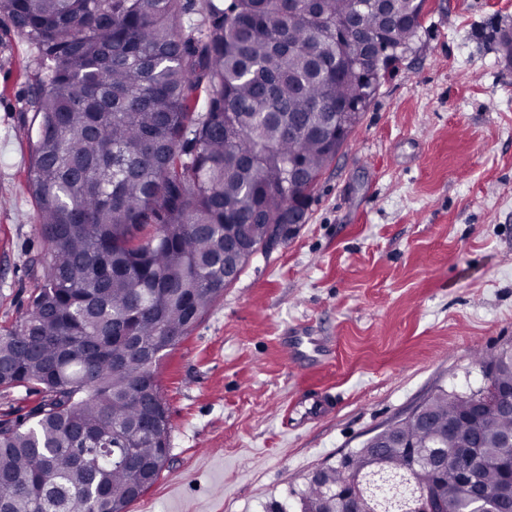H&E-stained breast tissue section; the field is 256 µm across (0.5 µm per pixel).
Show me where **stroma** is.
<instances>
[{"mask_svg": "<svg viewBox=\"0 0 512 512\" xmlns=\"http://www.w3.org/2000/svg\"><path fill=\"white\" fill-rule=\"evenodd\" d=\"M427 3L306 223L162 359L169 461L128 512H264L433 392L480 388L473 348L512 346V0ZM36 73L0 22V330L46 250L28 190ZM307 325L330 351L297 368L282 339ZM320 394L332 410L306 414Z\"/></svg>", "mask_w": 512, "mask_h": 512, "instance_id": "stroma-1", "label": "stroma"}]
</instances>
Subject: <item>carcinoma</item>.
I'll return each mask as SVG.
<instances>
[{"instance_id": "obj_1", "label": "carcinoma", "mask_w": 512, "mask_h": 512, "mask_svg": "<svg viewBox=\"0 0 512 512\" xmlns=\"http://www.w3.org/2000/svg\"><path fill=\"white\" fill-rule=\"evenodd\" d=\"M308 8L205 0L202 23L185 25L186 0H0V18L37 51L29 186L47 243L27 311L0 334V388L42 394L0 422V512H126L159 479L171 423L157 366L244 270L225 255V225L258 244L280 224L288 240V211L307 213L331 164L320 130L362 93L336 57L380 34L403 53L421 28L414 4L392 0L338 40ZM319 11L348 21L355 0H319ZM294 125L303 131L290 136ZM291 162L309 180L289 181ZM473 357L499 364L485 419L472 424L470 401L445 390L430 410L482 443L479 481L496 490L512 464L499 398L512 354ZM383 468L379 494L394 503L436 481L454 512L489 508L451 465L407 478L403 449L385 448ZM347 481L334 467L292 496L300 512H341Z\"/></svg>"}]
</instances>
